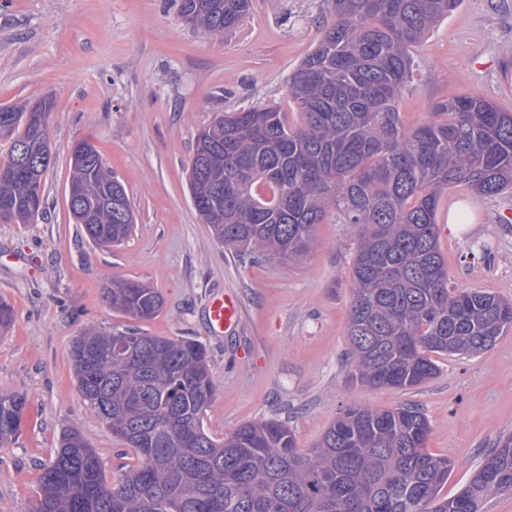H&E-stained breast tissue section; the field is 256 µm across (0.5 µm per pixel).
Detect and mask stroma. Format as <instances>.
I'll list each match as a JSON object with an SVG mask.
<instances>
[{
	"instance_id": "35a3bbf8",
	"label": "stroma",
	"mask_w": 512,
	"mask_h": 512,
	"mask_svg": "<svg viewBox=\"0 0 512 512\" xmlns=\"http://www.w3.org/2000/svg\"><path fill=\"white\" fill-rule=\"evenodd\" d=\"M329 0H252L231 35L187 25L176 0H0V106L51 98L52 162L46 210L28 224L0 222V298L14 308L0 334V392L29 401L22 432L0 446V512H31L38 479L62 433L79 427L107 480L132 463L129 448L83 405L68 349L92 324L125 328L101 298L110 278L159 291L163 308L139 323L154 336H188L209 353L216 398L204 418L221 438L260 418L284 421L299 448L315 446L342 407H418L430 453L448 458L447 493L465 485L499 436L512 434V332L472 356H442L439 373L411 389L369 388L348 379L347 325L354 231L328 215L306 255L288 264L241 262L195 210L187 186L195 137L215 111L278 104L289 75L331 20ZM401 101L411 127L454 94L512 112V0H461L412 51ZM86 141L125 186L137 224L103 251L67 207L70 156ZM469 205L473 222L445 232L449 211ZM439 245L452 288L512 300V193L481 197L466 184L439 196ZM491 247L478 256L479 244ZM235 296L239 326L215 335L206 303Z\"/></svg>"
}]
</instances>
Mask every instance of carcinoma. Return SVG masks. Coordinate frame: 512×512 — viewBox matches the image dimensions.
I'll list each match as a JSON object with an SVG mask.
<instances>
[{
  "mask_svg": "<svg viewBox=\"0 0 512 512\" xmlns=\"http://www.w3.org/2000/svg\"><path fill=\"white\" fill-rule=\"evenodd\" d=\"M459 0H332L317 47L288 77L301 123L276 105L218 112L197 135L189 172L195 210L215 239L245 257L279 263L305 255L330 212L358 230L348 323L351 379L409 389L438 372L437 356H467L512 330V302L448 287L438 242L441 191H512V112L468 94L434 103L432 119L404 125L400 103L411 48ZM249 0H179L184 22L208 35L237 28ZM52 100L0 107V221L43 214L51 163ZM73 223L101 248L121 245L136 219L125 187L99 151L74 144ZM121 191L124 213L107 203ZM113 311L148 321L161 295L114 278L101 288ZM69 357L82 402L135 452L116 481L82 431L64 432L43 469L32 512H484L512 494V434L501 436L469 481L442 494L453 464L427 451V417L403 405L340 409L318 444L302 450L276 419L221 439L204 428L215 401L200 342L89 326ZM22 393L0 394V445L22 431Z\"/></svg>",
  "mask_w": 512,
  "mask_h": 512,
  "instance_id": "carcinoma-1",
  "label": "carcinoma"
}]
</instances>
